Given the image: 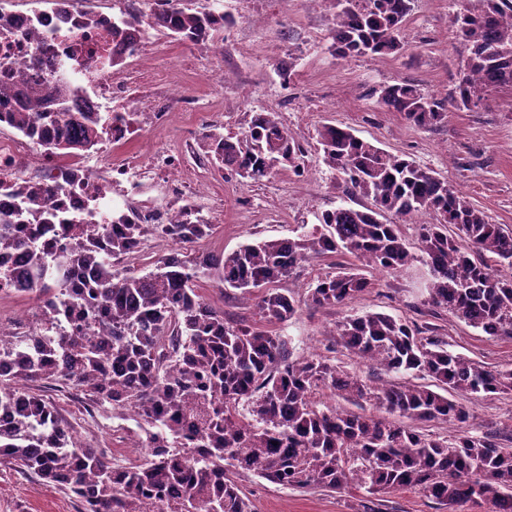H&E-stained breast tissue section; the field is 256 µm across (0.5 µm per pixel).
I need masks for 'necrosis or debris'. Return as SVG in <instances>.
Instances as JSON below:
<instances>
[{
  "mask_svg": "<svg viewBox=\"0 0 512 512\" xmlns=\"http://www.w3.org/2000/svg\"><path fill=\"white\" fill-rule=\"evenodd\" d=\"M156 0H106V9L85 19L80 0H46L38 11L20 9L18 0H0V83L27 73L41 87L51 109L120 113L90 154L64 157L57 148L67 127H50L43 139L9 122L15 102L0 104V223L77 224L88 242H99L111 224H192L211 195L215 165L207 155V135L223 129L221 119L204 113V138L194 148L193 188L179 177L184 157L176 149L143 155L120 147L139 127L168 123L182 97L160 78L152 63L154 47L112 41L114 16L146 23ZM64 243L57 234L32 236L27 247L0 260V298L26 300L12 317L0 314V349L26 336H60L67 325L58 313L31 301V290L57 276Z\"/></svg>",
  "mask_w": 512,
  "mask_h": 512,
  "instance_id": "obj_1",
  "label": "necrosis or debris"
}]
</instances>
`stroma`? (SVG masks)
I'll use <instances>...</instances> for the list:
<instances>
[{"label": "stroma", "mask_w": 512, "mask_h": 512, "mask_svg": "<svg viewBox=\"0 0 512 512\" xmlns=\"http://www.w3.org/2000/svg\"><path fill=\"white\" fill-rule=\"evenodd\" d=\"M233 17L224 30V51L204 53L190 44L152 31L159 47L158 71L187 95V117L132 139L133 149H161L195 140L200 128L191 117L220 112L224 129L238 132L250 114L273 112L304 151L303 175L283 169L262 183L246 187L231 173L214 187L211 220L215 230L194 245V252L232 254L240 245L262 238H288L315 225L316 216L339 206H371L370 198L347 192L317 150L318 128L325 123L350 128L380 148L404 154L433 169L488 216L512 230V89L492 90L477 106L449 110L432 129L410 125L378 102L382 86L407 81L443 98L450 95L466 55L456 36L454 18L478 0H412L403 25L400 53L384 58H341L329 50L334 11L329 0H223ZM249 42L251 53L239 45ZM292 66L282 84L276 67ZM220 67L224 86L201 82L200 70ZM330 258H310L280 281L293 295L297 312L276 333L289 344L293 358H316L361 378L407 381L404 373H381L336 336L345 319L364 313H387L417 323L427 335L447 341L449 351L489 367L512 368V337L490 336L468 326L429 299L428 269L420 262L394 271H370L373 288L345 304L316 307L308 300L318 276L332 272ZM203 293L223 309L225 321H255L254 296L225 292L216 282ZM471 418V433H491L512 447V391L489 397L456 395ZM257 512H356L355 495L302 491L268 482L252 472L235 476ZM74 499L12 468L0 466V512H78Z\"/></svg>", "instance_id": "stroma-1"}]
</instances>
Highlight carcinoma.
<instances>
[{
	"mask_svg": "<svg viewBox=\"0 0 512 512\" xmlns=\"http://www.w3.org/2000/svg\"><path fill=\"white\" fill-rule=\"evenodd\" d=\"M456 17L458 37L469 54L455 91L447 98L409 82L381 89L379 104L418 128L440 124L448 108H468L487 92L512 86V0H480ZM335 26L330 51L342 58L384 57L402 49L400 31L410 0H330ZM216 23L205 11L173 7L153 15V26L183 42H197ZM127 20L112 25V41L138 38ZM21 94L15 113L20 129L34 130L65 118L76 123L63 150L96 141L103 117L91 112H45L44 98L21 75L0 86V99ZM323 162L352 191L373 201L357 210L338 206L296 238L259 239L227 257L160 258L142 275L120 266L123 255L150 236L193 244L212 224H114L111 255L104 256L70 224L68 254L87 274L84 287L46 282L35 299L54 305L74 322V332L41 343L58 357L45 369L17 345L13 373L0 378V409L14 426L0 432V465H9L72 493L81 512H123L125 499L146 490L179 489L187 512H255L229 468L252 471L272 483L376 497L417 489L462 512L481 505L512 512V448L492 435L466 428L469 413L450 399L457 393L488 396L512 390V369H497L448 351L447 343L422 336L401 317L366 313L337 327L339 342L385 371L428 376L440 391L410 382L370 385L354 374L313 358L291 359L286 341L253 323L224 322V311L205 301L199 283L215 279L224 290L257 293L259 321L284 324L296 313L295 299L273 287L312 256L351 254L357 263L315 280L311 302L342 304L372 286L368 268L397 270L419 261L428 266L430 301L490 336H512V232L428 167L387 152L350 129H317ZM222 165L245 185L263 182L281 168L301 172L302 149L273 112H255L241 132L213 139ZM420 211L436 215L423 228L418 251L408 249L389 214L406 222ZM33 234L29 224H0V258L17 251ZM109 372L112 388L95 375ZM41 382L85 388L87 401L120 407L125 397L138 408L145 460L120 470L97 448H67L64 421L52 404L29 393ZM328 389L345 401L372 402L392 421L371 412L318 408L315 391ZM246 403L248 413L239 410ZM442 420L460 425L448 441L402 422Z\"/></svg>",
	"mask_w": 512,
	"mask_h": 512,
	"instance_id": "1",
	"label": "carcinoma"
}]
</instances>
